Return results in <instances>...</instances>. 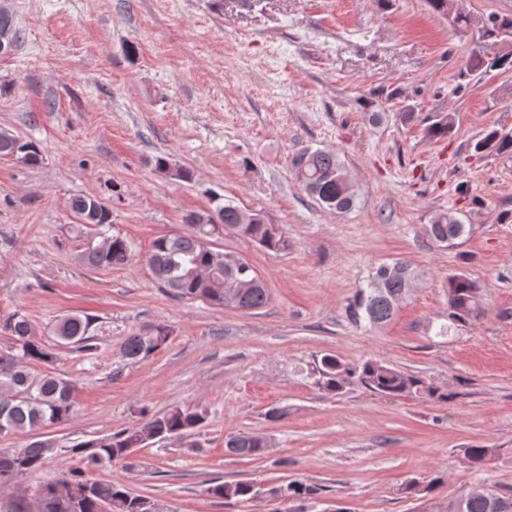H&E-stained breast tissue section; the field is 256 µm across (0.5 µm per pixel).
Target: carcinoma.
Listing matches in <instances>:
<instances>
[{"instance_id": "obj_1", "label": "carcinoma", "mask_w": 512, "mask_h": 512, "mask_svg": "<svg viewBox=\"0 0 512 512\" xmlns=\"http://www.w3.org/2000/svg\"><path fill=\"white\" fill-rule=\"evenodd\" d=\"M430 8L448 17L451 25L466 32L477 20L454 9V0H428ZM8 34L14 45L20 44L21 33L12 12L0 9V35ZM512 72V41L500 46L485 41L470 53L467 73L480 75L487 71ZM512 150V133L490 129L476 141L474 152L503 153ZM0 157H12L35 166L42 160L40 149L33 143L6 131H0ZM294 174L303 190L322 207L343 213L356 201L355 186L344 164L334 152L306 149L292 161ZM155 170L171 179L190 182L191 171L172 165L166 156H158ZM213 212L191 213L185 223L186 234L161 237L154 242L149 257L150 270L160 287L175 297L202 300L215 306L253 310L264 306L268 289L255 269L246 261L211 249L207 243L218 227L248 238L276 253L290 248L288 235L278 224H269L259 213L242 221L245 211L222 197H215ZM70 210L80 225L104 227L112 223L111 210L95 195H78L70 199ZM429 235L447 247L457 245L465 233V224L456 213H436L428 225ZM79 260L95 268L124 266L133 259L132 244L119 235H103L102 240L78 255ZM412 283L409 266L404 262L379 267L366 288L359 289L345 307L349 323L372 326L389 322L397 306L408 295ZM448 319L465 326L483 313L482 288L459 274L448 278ZM87 316L70 314L57 320L53 334L60 346L81 351L92 349ZM0 332L11 345L0 350V436L25 430L61 424L70 417L75 387L73 383L47 369L31 371V364L49 365L55 353L39 337V330L24 314L15 312L0 323ZM170 337V329L162 324L145 333L127 337L120 345L123 357L142 360L161 349ZM319 384L328 392L342 393L360 384L388 396H421L447 401L448 393L428 385L423 379L409 375L376 360L348 363L333 355L321 358ZM141 421L115 433L82 441L66 452L80 456L86 470H67L58 480L38 487L31 498L21 497L14 512H159L158 503L136 495L121 482L98 479L92 471L103 463H121L150 439L180 438L191 434L206 421L196 408L174 407L163 413L140 411ZM227 452L240 457L261 456L269 448L264 437L235 434L224 441ZM56 453L52 440H36L22 448L0 449V486L16 484L38 472ZM489 449H465L467 461L477 470L483 469ZM213 494L225 499L250 500L257 495L254 485L246 481L218 484ZM440 512H512V496L488 487L472 490L448 501Z\"/></svg>"}]
</instances>
